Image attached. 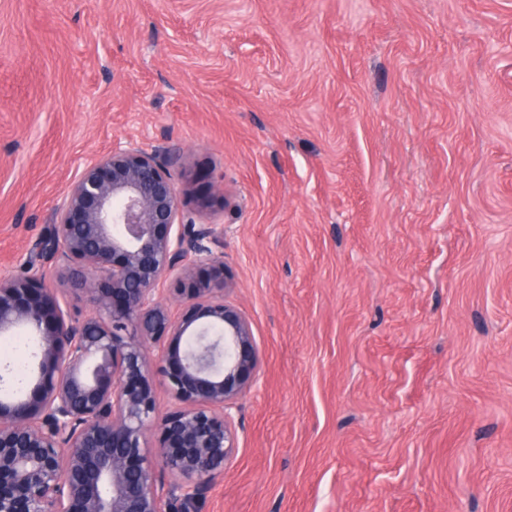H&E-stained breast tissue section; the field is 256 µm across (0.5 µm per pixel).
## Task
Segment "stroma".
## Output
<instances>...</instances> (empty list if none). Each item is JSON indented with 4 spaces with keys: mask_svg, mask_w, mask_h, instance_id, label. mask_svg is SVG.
I'll return each instance as SVG.
<instances>
[{
    "mask_svg": "<svg viewBox=\"0 0 512 512\" xmlns=\"http://www.w3.org/2000/svg\"><path fill=\"white\" fill-rule=\"evenodd\" d=\"M126 139L258 347L201 512H512V0H0V275Z\"/></svg>",
    "mask_w": 512,
    "mask_h": 512,
    "instance_id": "stroma-1",
    "label": "stroma"
}]
</instances>
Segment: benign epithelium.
Segmentation results:
<instances>
[{"label": "benign epithelium", "mask_w": 512, "mask_h": 512, "mask_svg": "<svg viewBox=\"0 0 512 512\" xmlns=\"http://www.w3.org/2000/svg\"><path fill=\"white\" fill-rule=\"evenodd\" d=\"M168 165L133 140L94 156L25 274L0 276V335L33 341L27 389L0 395V512H197L236 455L259 353L224 283L194 278L223 263L219 231L182 209ZM50 267L92 313L45 286Z\"/></svg>", "instance_id": "benign-epithelium-1"}]
</instances>
